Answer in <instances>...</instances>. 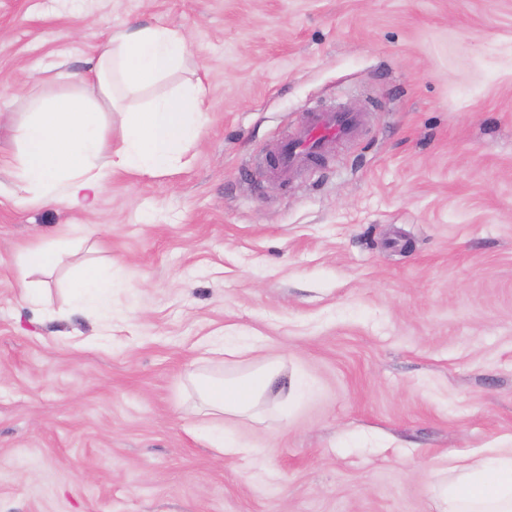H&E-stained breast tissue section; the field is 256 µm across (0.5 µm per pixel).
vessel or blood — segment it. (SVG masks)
<instances>
[{"mask_svg": "<svg viewBox=\"0 0 512 512\" xmlns=\"http://www.w3.org/2000/svg\"><path fill=\"white\" fill-rule=\"evenodd\" d=\"M355 112H313L305 124L277 146L268 165L280 177L308 164H316L328 154L336 141L352 138L359 127Z\"/></svg>", "mask_w": 512, "mask_h": 512, "instance_id": "b4317fda", "label": "vessel or blood"}]
</instances>
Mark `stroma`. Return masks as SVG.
<instances>
[{
	"label": "stroma",
	"instance_id": "stroma-1",
	"mask_svg": "<svg viewBox=\"0 0 512 512\" xmlns=\"http://www.w3.org/2000/svg\"><path fill=\"white\" fill-rule=\"evenodd\" d=\"M129 24L186 33L202 135L92 214L0 192V512H435L512 444V0H0V82L52 94ZM27 106L0 96L1 184ZM315 108L362 124L269 175ZM60 229L36 306L16 267ZM86 259L107 315L71 308ZM227 336L305 390L224 457L186 372L246 370Z\"/></svg>",
	"mask_w": 512,
	"mask_h": 512
}]
</instances>
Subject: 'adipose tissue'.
<instances>
[{"instance_id":"adipose-tissue-1","label":"adipose tissue","mask_w":512,"mask_h":512,"mask_svg":"<svg viewBox=\"0 0 512 512\" xmlns=\"http://www.w3.org/2000/svg\"><path fill=\"white\" fill-rule=\"evenodd\" d=\"M188 52L186 34L178 28L130 25L113 32L80 78L79 90L33 101L25 120L16 125L19 152L10 168L13 192L24 202L64 201L93 208L99 191L123 171L156 178L177 168L184 151L201 136L206 90L201 79L183 80L168 95L137 104L148 86L180 71ZM121 115L112 129L107 113ZM65 238L40 241L24 255L17 275L29 284L38 272L59 265ZM112 296V279L97 265L81 267L73 283V307L95 312ZM192 384L200 415L263 418L299 390L278 357H260L245 373L215 377L198 374ZM436 512H512V453L473 460L460 479L441 484Z\"/></svg>"}]
</instances>
